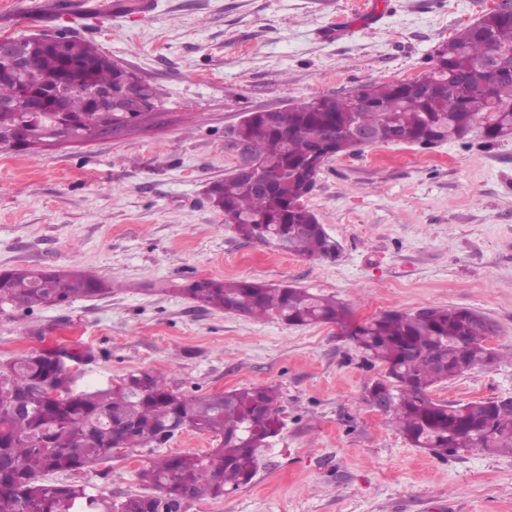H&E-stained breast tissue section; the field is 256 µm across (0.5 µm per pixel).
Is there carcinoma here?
Segmentation results:
<instances>
[{"mask_svg":"<svg viewBox=\"0 0 512 512\" xmlns=\"http://www.w3.org/2000/svg\"><path fill=\"white\" fill-rule=\"evenodd\" d=\"M478 22L442 44L430 71L418 79L365 83L344 96L304 99L301 109L251 113L237 138L270 177L268 189L252 190L232 170L209 185L211 206L246 241L336 259L338 243L305 204L324 164L315 151L333 158L361 147L353 137L357 127L374 133L372 146L422 148L463 140L475 128L488 146L512 132V21L488 10ZM20 50L27 58L20 72L0 60V102H14L0 105V152L26 153L30 141L49 142L63 130L84 142L108 119L136 128L153 118L157 90L112 63L96 44L64 32L49 44L25 43ZM492 50L502 72L497 80L477 69ZM109 89L110 99L93 95ZM129 95L147 106L120 110ZM29 103L41 111H24ZM178 292L202 308L229 314L270 317L294 327L334 325L368 366H383V377L367 387L364 401L387 391L388 414L411 445L441 457L455 448L512 455V399L454 404L429 396L438 384L498 359L484 344L486 317L477 311L388 310L360 321L335 298L292 286L204 278ZM111 293L110 282L80 268L0 270L4 315L31 316ZM61 355L80 363L95 357L90 349L59 345L0 361V512H186L187 494L194 501L220 499L249 484L258 450L283 427L275 385L198 397L134 370L105 388L78 390L63 382L53 393L48 385L63 375ZM183 430L210 436L215 448L154 458L138 474L147 494L112 500L86 483L45 480L49 474L90 471L112 461L117 448H160Z\"/></svg>","mask_w":512,"mask_h":512,"instance_id":"obj_1","label":"carcinoma"}]
</instances>
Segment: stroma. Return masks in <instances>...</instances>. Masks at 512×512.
I'll use <instances>...</instances> for the list:
<instances>
[{"mask_svg":"<svg viewBox=\"0 0 512 512\" xmlns=\"http://www.w3.org/2000/svg\"><path fill=\"white\" fill-rule=\"evenodd\" d=\"M121 2L100 13L77 0H0V38L69 30L162 99L153 124L124 137L0 155V270L78 266L112 283L109 296L41 310L38 339L0 314V360L78 343L95 357L78 368L77 389L133 370L197 396L278 385L285 426L254 479L187 512H512V455L444 459L409 444L363 401L382 367L363 364L334 326L257 321L177 292L201 278L246 279L334 297L360 319L473 309L493 323L500 358L430 396H512V139L382 144L326 162L306 205L340 244L335 260L241 239L206 195L243 159L234 130L245 115L417 79L493 0ZM213 446L185 430L157 452L126 449L107 478L76 479L117 497L139 491L156 453Z\"/></svg>","mask_w":512,"mask_h":512,"instance_id":"obj_1","label":"stroma"}]
</instances>
